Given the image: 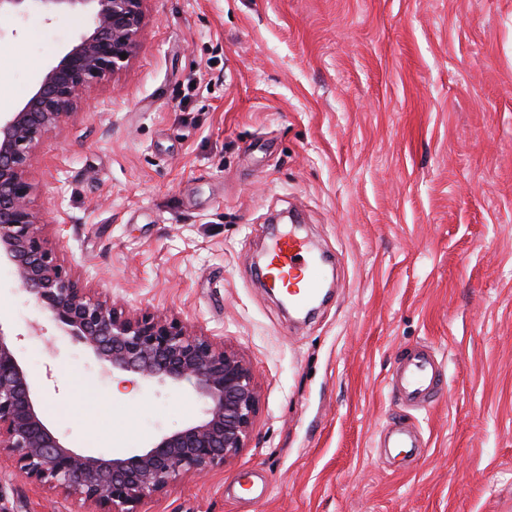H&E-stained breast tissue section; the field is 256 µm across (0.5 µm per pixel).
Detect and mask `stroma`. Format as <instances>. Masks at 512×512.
<instances>
[{"instance_id":"1","label":"stroma","mask_w":512,"mask_h":512,"mask_svg":"<svg viewBox=\"0 0 512 512\" xmlns=\"http://www.w3.org/2000/svg\"><path fill=\"white\" fill-rule=\"evenodd\" d=\"M127 67L33 145L44 234L86 288L224 341L257 372L248 446L142 512H502L512 505V0H146ZM0 110L87 27L13 21ZM293 211L335 286L286 314L258 261ZM0 267V316L70 446L129 453L201 418L190 384L116 390ZM430 346L448 388L389 380ZM423 447L378 446L392 420ZM0 479V512H80Z\"/></svg>"}]
</instances>
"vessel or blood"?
I'll list each match as a JSON object with an SVG mask.
<instances>
[{
    "mask_svg": "<svg viewBox=\"0 0 512 512\" xmlns=\"http://www.w3.org/2000/svg\"><path fill=\"white\" fill-rule=\"evenodd\" d=\"M310 242L296 232L281 235L268 253L263 276L268 287L283 292L298 308L313 302L321 287V265L313 254ZM442 364L424 347L406 351L396 367L399 398L425 406L431 404L438 392Z\"/></svg>",
    "mask_w": 512,
    "mask_h": 512,
    "instance_id": "vessel-or-blood-1",
    "label": "vessel or blood"
}]
</instances>
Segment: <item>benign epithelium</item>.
I'll use <instances>...</instances> for the list:
<instances>
[{
    "mask_svg": "<svg viewBox=\"0 0 512 512\" xmlns=\"http://www.w3.org/2000/svg\"><path fill=\"white\" fill-rule=\"evenodd\" d=\"M145 0H0V20L33 13L51 22L79 11L88 29L42 75L14 112L0 117V265L56 331L82 344L108 377L149 384L192 383L203 418L112 456L76 451L46 424L42 401L13 335L0 321V463L34 488L75 498L85 512H141L185 477L202 478L247 447L258 413L252 366L224 342L154 312L127 313L100 300L46 246L45 220L31 204L27 175L34 142L86 100L91 86L126 68L144 23Z\"/></svg>",
    "mask_w": 512,
    "mask_h": 512,
    "instance_id": "7a95c632",
    "label": "benign epithelium"
}]
</instances>
